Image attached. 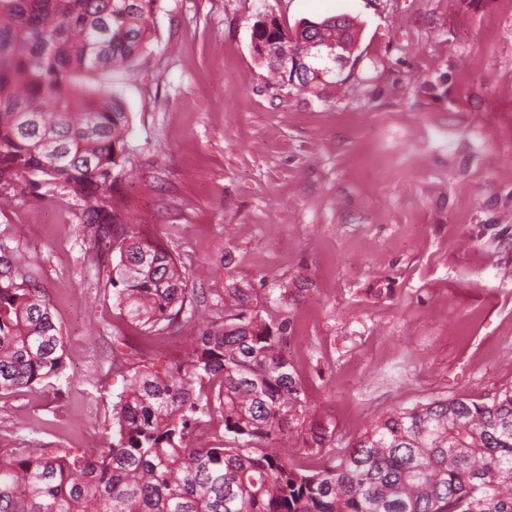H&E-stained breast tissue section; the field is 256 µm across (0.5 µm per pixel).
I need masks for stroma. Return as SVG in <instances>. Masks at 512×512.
Masks as SVG:
<instances>
[{
	"instance_id": "1",
	"label": "stroma",
	"mask_w": 512,
	"mask_h": 512,
	"mask_svg": "<svg viewBox=\"0 0 512 512\" xmlns=\"http://www.w3.org/2000/svg\"><path fill=\"white\" fill-rule=\"evenodd\" d=\"M345 14L356 61L320 100L252 53L258 14ZM147 60L103 73L129 112L113 201L198 301L288 321L307 424L350 447L385 413L512 386V0H161ZM64 189L0 194V246L49 300L64 376L0 395V436L108 446L129 368L179 359L112 305L111 242ZM121 345L127 366H112Z\"/></svg>"
}]
</instances>
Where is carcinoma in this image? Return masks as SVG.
<instances>
[{
	"instance_id": "carcinoma-1",
	"label": "carcinoma",
	"mask_w": 512,
	"mask_h": 512,
	"mask_svg": "<svg viewBox=\"0 0 512 512\" xmlns=\"http://www.w3.org/2000/svg\"><path fill=\"white\" fill-rule=\"evenodd\" d=\"M160 0H0V188L37 173L81 203L89 241L112 239V299L145 334L192 336L177 364L131 370L112 402V442L92 451L0 454V512H512V387L476 401L433 399L378 418L340 456L306 470L270 449L303 428L307 401L278 330L245 309L200 306L186 268L112 206L128 112L97 75L139 59ZM356 45L342 15L290 32L252 25L254 59L288 83L289 51ZM0 252V394L65 373L49 304ZM218 414L224 436L196 441Z\"/></svg>"
}]
</instances>
